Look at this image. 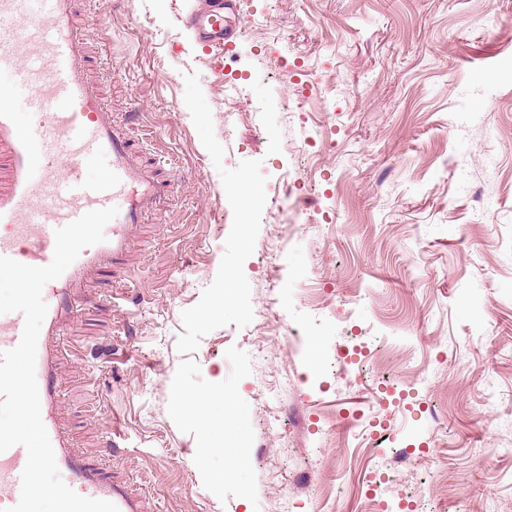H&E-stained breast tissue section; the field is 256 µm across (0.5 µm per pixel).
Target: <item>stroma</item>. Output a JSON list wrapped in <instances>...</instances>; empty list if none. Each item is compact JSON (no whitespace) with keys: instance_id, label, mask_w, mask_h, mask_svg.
Listing matches in <instances>:
<instances>
[{"instance_id":"35a3bbf8","label":"stroma","mask_w":512,"mask_h":512,"mask_svg":"<svg viewBox=\"0 0 512 512\" xmlns=\"http://www.w3.org/2000/svg\"><path fill=\"white\" fill-rule=\"evenodd\" d=\"M196 3L82 6L105 109L139 106L130 136L176 192L122 273L74 289L57 360L71 447L154 512H276L284 493L292 512H361L363 482L391 472L392 512H512V77L493 67L512 62V0H237L223 56L180 22ZM302 86L330 89V112L293 108ZM261 308L291 327L280 345ZM261 354L288 392L262 384ZM219 386L236 414L182 413ZM372 396L386 438L360 448ZM207 427L238 450L220 496ZM403 444L418 453L399 466Z\"/></svg>"}]
</instances>
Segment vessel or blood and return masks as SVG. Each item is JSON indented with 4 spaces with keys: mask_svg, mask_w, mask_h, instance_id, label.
<instances>
[{
    "mask_svg": "<svg viewBox=\"0 0 512 512\" xmlns=\"http://www.w3.org/2000/svg\"><path fill=\"white\" fill-rule=\"evenodd\" d=\"M80 0H0V256L30 266L48 265L55 231L84 213L117 207L105 240L85 248L44 295L53 299L38 338L36 379L41 418L59 471L88 497L112 502L119 512H148L145 499L102 474L70 448L56 417L54 338L70 312L74 284L102 262L130 250V230L173 185L155 167L139 161L124 131L138 112L103 111L87 78L76 12ZM184 26L210 49L229 51L237 21L215 10H191ZM28 121H20L19 108ZM106 163L104 179L89 182L82 166ZM24 328L21 313L0 314V351L14 348ZM27 460L23 446L0 453V495L17 504Z\"/></svg>",
    "mask_w": 512,
    "mask_h": 512,
    "instance_id": "obj_1",
    "label": "vessel or blood"
}]
</instances>
